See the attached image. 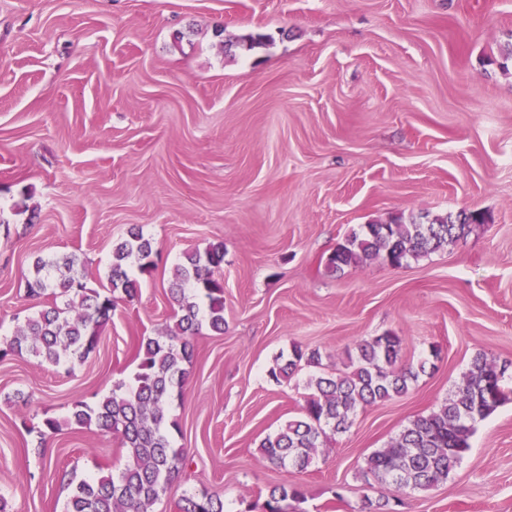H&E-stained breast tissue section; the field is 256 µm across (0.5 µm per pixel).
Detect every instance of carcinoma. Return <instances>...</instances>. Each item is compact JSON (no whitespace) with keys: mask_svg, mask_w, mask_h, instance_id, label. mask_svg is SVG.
Masks as SVG:
<instances>
[{"mask_svg":"<svg viewBox=\"0 0 512 512\" xmlns=\"http://www.w3.org/2000/svg\"><path fill=\"white\" fill-rule=\"evenodd\" d=\"M485 222V215L464 208L456 213L434 215L427 223L366 224L337 245L329 264L338 271L381 260L400 268L411 260L444 250L455 243L472 224ZM158 252L151 239L132 227L112 251L108 274L109 292L87 287L79 271L80 258L71 254L58 262L38 259L26 277V294L50 298L47 305L27 317L13 336L0 345V359L28 357L39 366H59L84 359L101 341L103 327L111 320L119 296L133 299L140 284L136 274L155 268ZM224 264V243L210 245L204 253L186 256L176 267L170 287L177 307L174 325L139 342L137 371L127 387L90 406L73 405L70 420L79 427L95 426L116 434L125 450L126 464L116 474L68 480L65 512H155L187 460V450L178 448L170 430L168 403L174 389L183 386L185 365L194 358L193 339L204 327L224 333V280L218 272ZM358 355L350 370L318 376L307 383L301 416L266 436L260 448L264 459L277 468L306 470L314 462L327 433L350 430L359 411L379 402L405 395L425 363L402 360L400 338L386 333L357 344ZM319 350L298 347L283 365L270 370L276 382L294 374L300 363L321 365ZM512 399V385L504 367L483 355L476 356L462 381L441 407L412 420L387 447L372 452L362 467L365 478L382 489H395L398 496H381L368 502V512H393L401 496L444 483L470 448L477 422ZM303 498L296 485L279 484L258 495L254 512H283ZM179 512H224V499L202 490L185 497Z\"/></svg>","mask_w":512,"mask_h":512,"instance_id":"1","label":"carcinoma"}]
</instances>
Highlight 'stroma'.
<instances>
[{
    "label": "stroma",
    "instance_id": "1",
    "mask_svg": "<svg viewBox=\"0 0 512 512\" xmlns=\"http://www.w3.org/2000/svg\"><path fill=\"white\" fill-rule=\"evenodd\" d=\"M510 46L512 0H0V342L40 308L24 287L37 257L78 255L100 290L129 228L158 252L83 361L0 360L13 512H64L62 473L123 467L119 439L71 425V407L131 383L138 341L175 321L176 265L217 242L224 332L195 337L170 399L192 462L156 512L202 488L248 512L286 481L301 512L378 499L365 458L437 410L476 355L512 362ZM462 208L489 220L448 250L328 267L363 225ZM388 332L433 368L329 435L308 470L270 465L259 444L298 417L307 380ZM296 346L321 367L273 381ZM47 418L61 427L43 437ZM400 512H512V401Z\"/></svg>",
    "mask_w": 512,
    "mask_h": 512
}]
</instances>
